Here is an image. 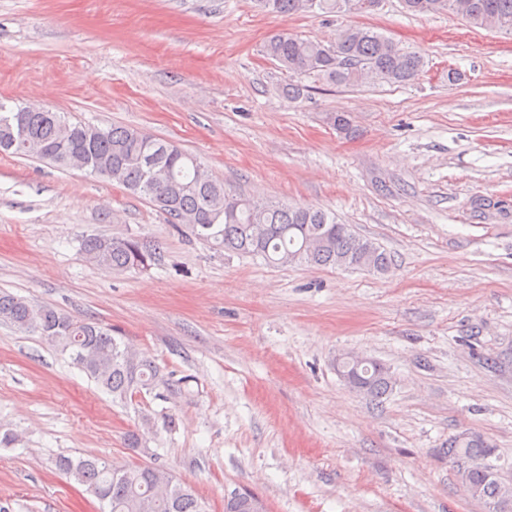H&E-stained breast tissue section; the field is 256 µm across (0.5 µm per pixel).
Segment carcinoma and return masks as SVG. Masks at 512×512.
I'll return each mask as SVG.
<instances>
[{"instance_id":"carcinoma-1","label":"carcinoma","mask_w":512,"mask_h":512,"mask_svg":"<svg viewBox=\"0 0 512 512\" xmlns=\"http://www.w3.org/2000/svg\"><path fill=\"white\" fill-rule=\"evenodd\" d=\"M258 7L284 17L315 14H371L384 0H256ZM412 14H456L478 28L512 33V0H400ZM264 54L292 74L314 76L327 84L365 82L403 85L416 80L426 62L370 27L347 26L325 45L286 29L272 35ZM34 158L60 169L86 165L90 175L115 182L143 197L166 215L171 227L243 256H260L275 265L309 264L385 273L387 253L352 232L327 211L308 205L259 201L224 189L195 156L177 144L136 129L71 123L58 112H31L28 106L0 99V154ZM85 261L123 273L145 270L156 250L134 235L82 239ZM0 321L36 332L69 355L71 363L115 400L160 390L175 398L185 381L165 375L150 358L116 339L112 327L79 318L51 305L0 293ZM338 373L352 391L374 399L392 391L386 368L370 359L346 357ZM440 454L452 464L462 458L485 460L494 449L479 434L462 432L448 439ZM58 471L86 487L109 512H207L192 486L166 469L150 464L117 466L99 458L61 456ZM466 491L487 504H512V485L486 479L480 469L458 474ZM259 496L248 489L224 502V512H255Z\"/></svg>"}]
</instances>
